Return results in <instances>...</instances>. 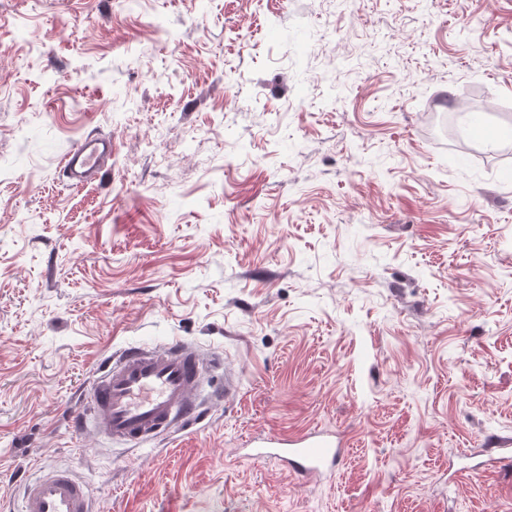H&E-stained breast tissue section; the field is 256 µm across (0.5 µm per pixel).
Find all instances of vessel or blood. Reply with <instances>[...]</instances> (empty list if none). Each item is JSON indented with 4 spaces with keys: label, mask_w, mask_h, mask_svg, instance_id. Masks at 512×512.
<instances>
[{
    "label": "vessel or blood",
    "mask_w": 512,
    "mask_h": 512,
    "mask_svg": "<svg viewBox=\"0 0 512 512\" xmlns=\"http://www.w3.org/2000/svg\"><path fill=\"white\" fill-rule=\"evenodd\" d=\"M111 155V140H82L62 161L70 185L93 179ZM207 368L202 355L183 341L127 348L93 378L85 395L86 410L75 424L113 441L144 444L196 413ZM342 447L339 439L322 431L266 435L253 441L250 457L313 477L339 466ZM19 512H92L90 492L70 470L56 469L25 483Z\"/></svg>",
    "instance_id": "vessel-or-blood-1"
}]
</instances>
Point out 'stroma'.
Instances as JSON below:
<instances>
[{
    "label": "stroma",
    "instance_id": "obj_1",
    "mask_svg": "<svg viewBox=\"0 0 512 512\" xmlns=\"http://www.w3.org/2000/svg\"><path fill=\"white\" fill-rule=\"evenodd\" d=\"M171 339L223 360L199 416L72 427ZM312 429L331 478L241 451ZM507 440L512 0H0L5 512L60 467L94 512H512V464L465 474ZM112 157V140L86 137L63 159L62 167L72 186L93 179Z\"/></svg>",
    "mask_w": 512,
    "mask_h": 512
}]
</instances>
